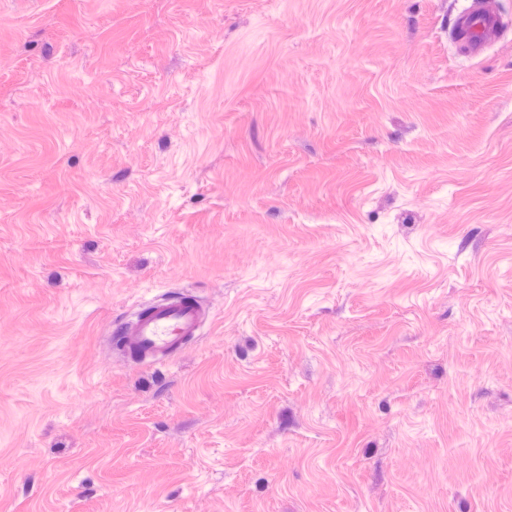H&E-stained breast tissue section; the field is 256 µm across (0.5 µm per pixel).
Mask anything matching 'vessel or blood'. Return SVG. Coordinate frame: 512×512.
<instances>
[{
	"instance_id": "obj_1",
	"label": "vessel or blood",
	"mask_w": 512,
	"mask_h": 512,
	"mask_svg": "<svg viewBox=\"0 0 512 512\" xmlns=\"http://www.w3.org/2000/svg\"><path fill=\"white\" fill-rule=\"evenodd\" d=\"M457 28L471 56H481L499 35L494 0H470L457 18ZM209 311L188 293L151 304L145 312L119 324L127 349L140 354L147 366L172 358L189 339L202 334Z\"/></svg>"
}]
</instances>
